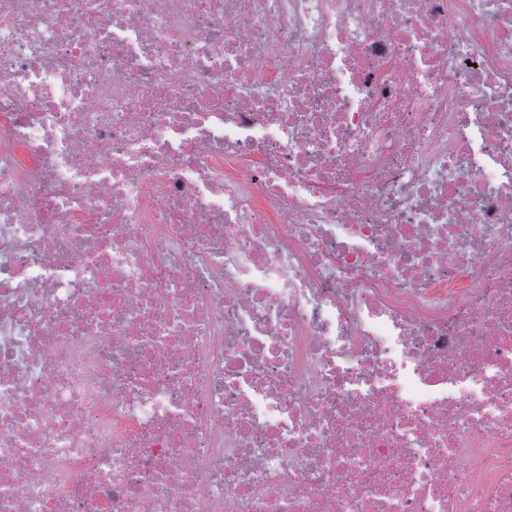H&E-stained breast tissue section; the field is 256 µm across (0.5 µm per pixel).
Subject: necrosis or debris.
I'll use <instances>...</instances> for the list:
<instances>
[{
    "label": "necrosis or debris",
    "instance_id": "necrosis-or-debris-1",
    "mask_svg": "<svg viewBox=\"0 0 512 512\" xmlns=\"http://www.w3.org/2000/svg\"><path fill=\"white\" fill-rule=\"evenodd\" d=\"M0 512H512V0H0Z\"/></svg>",
    "mask_w": 512,
    "mask_h": 512
}]
</instances>
